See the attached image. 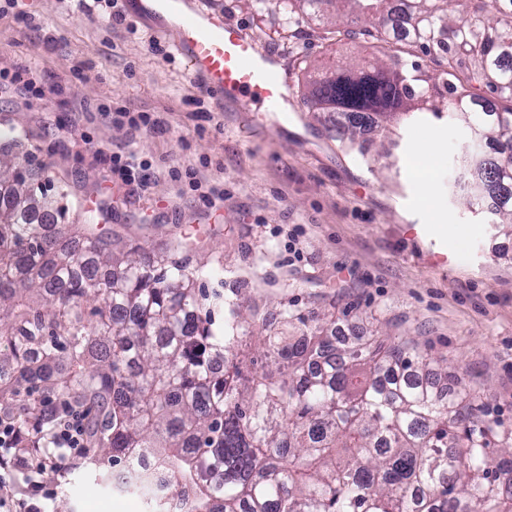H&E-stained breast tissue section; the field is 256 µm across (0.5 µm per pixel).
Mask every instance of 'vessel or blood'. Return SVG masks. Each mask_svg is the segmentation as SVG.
<instances>
[{
    "mask_svg": "<svg viewBox=\"0 0 512 512\" xmlns=\"http://www.w3.org/2000/svg\"><path fill=\"white\" fill-rule=\"evenodd\" d=\"M137 11L154 16L176 14L175 47L192 75L217 99H235L254 117L283 111L288 101L286 76L279 59L259 50L244 30L225 20L221 10L194 0H134Z\"/></svg>",
    "mask_w": 512,
    "mask_h": 512,
    "instance_id": "1",
    "label": "vessel or blood"
}]
</instances>
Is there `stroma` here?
<instances>
[{"label":"stroma","mask_w":512,"mask_h":512,"mask_svg":"<svg viewBox=\"0 0 512 512\" xmlns=\"http://www.w3.org/2000/svg\"><path fill=\"white\" fill-rule=\"evenodd\" d=\"M254 36L288 67V115L254 121L233 100L210 97L175 50L173 29L156 37L131 0H0V144L25 142L27 168L40 184L66 186L68 205L93 217L114 250L202 267L209 296L202 315L224 328V295L238 288L261 318L246 323L238 356L243 373L264 362L254 337L275 324L281 306L346 336L374 333L415 340L446 364L457 383L512 425V227L492 221L489 206L470 209L471 176L461 160L474 142L466 124L402 114L364 130L363 151L343 147L341 128L309 112L301 97L306 62L346 57L329 51L323 29L284 27L274 0L263 11L244 0H204ZM159 39L169 58L154 55ZM155 113L157 127L133 130L110 109ZM439 147L431 189L415 179L421 138ZM134 153L146 180L113 189L109 157ZM194 171L191 187L186 171ZM448 224V259L409 233L414 224ZM61 469L45 494L23 475L0 483V502L43 512H147L136 494L112 489L86 460L57 451Z\"/></svg>","instance_id":"35a3bbf8"}]
</instances>
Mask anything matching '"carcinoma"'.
<instances>
[{"label": "carcinoma", "instance_id": "1", "mask_svg": "<svg viewBox=\"0 0 512 512\" xmlns=\"http://www.w3.org/2000/svg\"><path fill=\"white\" fill-rule=\"evenodd\" d=\"M333 44L386 43L390 0H279ZM336 6L325 14L327 6ZM408 48L321 64L303 100L361 122L448 112L496 156L470 159L467 204L495 200L512 227V0H407ZM418 48L430 82L401 54ZM510 102L475 111L479 91ZM0 148V411L19 446L42 448L50 405H87L94 468L164 512L135 451L165 468L190 512H512V427L441 384L413 341H340L288 309L259 341L276 373L233 363L247 311L224 299V333L200 314L199 269L133 247L117 257L92 224H59V201Z\"/></svg>", "mask_w": 512, "mask_h": 512}]
</instances>
